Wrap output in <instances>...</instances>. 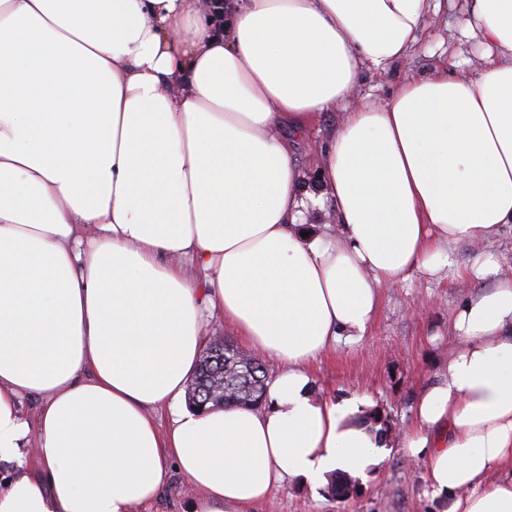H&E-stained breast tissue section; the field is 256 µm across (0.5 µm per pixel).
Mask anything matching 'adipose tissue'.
<instances>
[{
    "instance_id": "1",
    "label": "adipose tissue",
    "mask_w": 512,
    "mask_h": 512,
    "mask_svg": "<svg viewBox=\"0 0 512 512\" xmlns=\"http://www.w3.org/2000/svg\"><path fill=\"white\" fill-rule=\"evenodd\" d=\"M430 0H0V512H137L177 462L192 512H256L381 461L310 363L360 341L380 285L512 224V0H463L477 72L354 104ZM344 107L302 187L293 141ZM335 221L302 236L311 209ZM218 312L278 372L258 407L182 410ZM401 438L441 512H512V277ZM40 400L35 422L22 397ZM168 409L167 426L157 412Z\"/></svg>"
}]
</instances>
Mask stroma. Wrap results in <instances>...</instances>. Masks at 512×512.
I'll list each match as a JSON object with an SVG mask.
<instances>
[{
  "label": "stroma",
  "instance_id": "35a3bbf8",
  "mask_svg": "<svg viewBox=\"0 0 512 512\" xmlns=\"http://www.w3.org/2000/svg\"><path fill=\"white\" fill-rule=\"evenodd\" d=\"M464 22L457 5L429 15L408 60L385 75L365 72L362 94L380 106L406 75L428 73L436 62L465 60L474 67L481 65L484 49L479 38L463 35ZM342 118L341 112L328 113L313 131L297 140L295 155L308 181L318 179L310 155ZM485 250L497 257L498 274L463 278L461 272L472 263L475 252L469 243L458 242L449 249L452 264L441 278L413 270L405 278L384 284L379 312L365 337L312 362L316 396L337 401L365 398L366 408L379 409L388 417L393 434L380 465L355 475L357 490L349 498L339 500L324 489L293 480L275 490L273 504L264 512H435L422 466L405 455L399 441L412 419L417 391L436 376L455 345L450 323L458 305L493 288L499 276L512 274V224L502 225ZM189 502L188 477L172 464L162 496L139 512H188Z\"/></svg>",
  "mask_w": 512,
  "mask_h": 512
}]
</instances>
